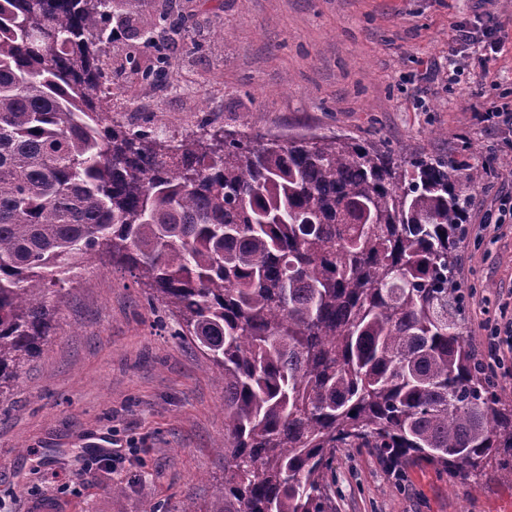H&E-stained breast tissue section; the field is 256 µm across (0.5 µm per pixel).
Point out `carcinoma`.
Returning a JSON list of instances; mask_svg holds the SVG:
<instances>
[{"label": "carcinoma", "mask_w": 512, "mask_h": 512, "mask_svg": "<svg viewBox=\"0 0 512 512\" xmlns=\"http://www.w3.org/2000/svg\"><path fill=\"white\" fill-rule=\"evenodd\" d=\"M114 2L0 0V393L108 261L224 378L207 512H335L340 448L450 478L512 453L457 282L478 171L338 134L172 148L112 125Z\"/></svg>", "instance_id": "1"}]
</instances>
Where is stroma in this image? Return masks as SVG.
Listing matches in <instances>:
<instances>
[{"label": "stroma", "instance_id": "1", "mask_svg": "<svg viewBox=\"0 0 512 512\" xmlns=\"http://www.w3.org/2000/svg\"><path fill=\"white\" fill-rule=\"evenodd\" d=\"M477 0H130L107 49L111 117L174 145L224 129L302 137L342 134L404 154L478 169L458 279L478 359L512 315V130L478 124L475 108L512 104V0L489 8L506 34L496 61L449 63L453 25ZM181 23L168 74L136 37L159 14ZM224 380L166 309L116 266L68 284L55 336L0 396V512H206L224 479ZM121 449L111 468L97 445ZM119 483L124 493L112 494ZM336 512H512V471L490 461L449 481L368 448H343Z\"/></svg>", "mask_w": 512, "mask_h": 512}]
</instances>
